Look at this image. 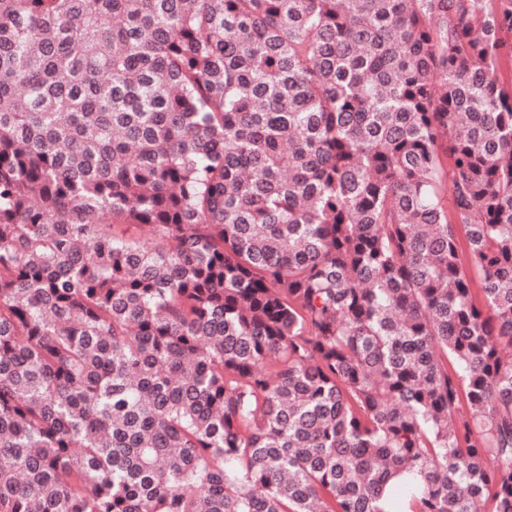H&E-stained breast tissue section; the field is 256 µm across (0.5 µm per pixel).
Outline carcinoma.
I'll return each instance as SVG.
<instances>
[{
  "instance_id": "carcinoma-1",
  "label": "carcinoma",
  "mask_w": 512,
  "mask_h": 512,
  "mask_svg": "<svg viewBox=\"0 0 512 512\" xmlns=\"http://www.w3.org/2000/svg\"><path fill=\"white\" fill-rule=\"evenodd\" d=\"M506 57L512 0H0V512H512Z\"/></svg>"
}]
</instances>
